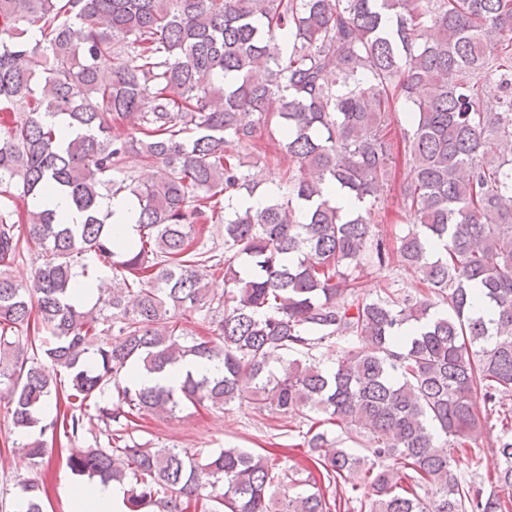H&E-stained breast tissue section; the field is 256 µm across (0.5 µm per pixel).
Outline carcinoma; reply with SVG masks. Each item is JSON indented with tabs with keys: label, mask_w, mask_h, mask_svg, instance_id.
I'll list each match as a JSON object with an SVG mask.
<instances>
[{
	"label": "carcinoma",
	"mask_w": 512,
	"mask_h": 512,
	"mask_svg": "<svg viewBox=\"0 0 512 512\" xmlns=\"http://www.w3.org/2000/svg\"><path fill=\"white\" fill-rule=\"evenodd\" d=\"M490 83L498 112L480 106ZM0 127V265L23 242L42 256L29 285L0 274V386L31 468L93 408L94 447L61 464L123 486V512H331L322 484L278 457L147 448L127 432L146 415L246 402L365 436L363 454L325 431L308 440L322 478L364 512H508L512 0H0ZM263 133L288 157L284 186L232 209L257 194ZM129 154L151 180L125 171ZM401 155L417 221L394 245L375 208ZM118 197L137 216L123 241L104 208ZM207 224L224 228V253L197 244ZM393 260L427 292L360 296L361 274ZM193 314L209 335L179 326ZM338 337L333 367L306 359ZM196 360L223 372L133 379ZM493 420L498 470L485 484L459 476L453 451L480 447ZM45 497L44 479L24 481L14 512H44Z\"/></svg>",
	"instance_id": "cac0c4a2"
}]
</instances>
